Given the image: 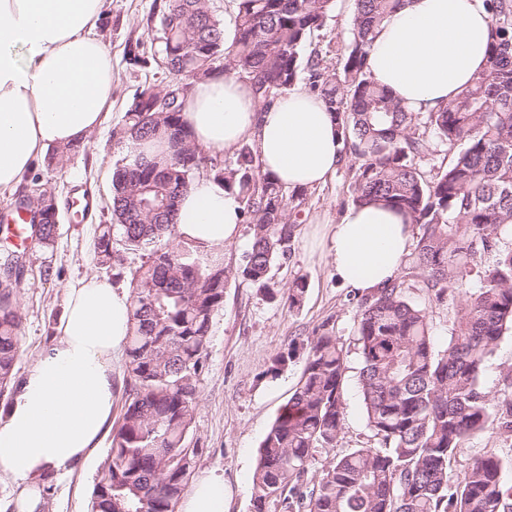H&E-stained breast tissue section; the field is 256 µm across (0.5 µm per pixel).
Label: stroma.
<instances>
[{
    "label": "stroma",
    "instance_id": "1",
    "mask_svg": "<svg viewBox=\"0 0 512 512\" xmlns=\"http://www.w3.org/2000/svg\"><path fill=\"white\" fill-rule=\"evenodd\" d=\"M154 0H106L109 17L100 31L112 51L114 71L112 108L91 136L86 150L62 152L48 147L31 173L41 190L59 204V224L51 244L26 246V267L15 293L21 316L20 353L13 380L21 382L45 347L53 342L63 313L67 285L88 275L130 288L142 264V252L114 247L117 263L101 264L95 252L98 227L112 221V173L122 150L112 138L134 94L144 85H162L168 72L154 59L159 48V25L150 22ZM354 0H336V9L312 45L336 60L351 38ZM142 42L144 60L127 56L130 43ZM353 173L340 164L326 185L309 188L291 219L297 237L290 259L273 271L276 288H288L304 277L306 292L300 307L273 302L249 283L229 282L224 306L215 312L200 393L189 439L198 449L196 471L224 473V512H252V475L260 443L280 408L295 390L302 362L272 372L275 356L286 351L291 339L311 335L323 322H332L346 348L354 346L357 293L337 283L319 241L325 225L335 223L349 206ZM411 299L426 308L432 321L436 348L448 342L449 330L460 309L459 301L439 306L425 292L414 290ZM512 371V330L506 331L488 356L482 386L491 398L504 394V377ZM343 429L329 456L365 445L370 439L356 376L345 387ZM110 441L70 473L51 474L42 488L40 512H90L93 482ZM493 456L503 465V478L512 485V434L491 429L470 439L452 463V475L461 478L475 460Z\"/></svg>",
    "mask_w": 512,
    "mask_h": 512
}]
</instances>
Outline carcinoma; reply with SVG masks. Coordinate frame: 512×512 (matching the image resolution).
Instances as JSON below:
<instances>
[{
    "label": "carcinoma",
    "mask_w": 512,
    "mask_h": 512,
    "mask_svg": "<svg viewBox=\"0 0 512 512\" xmlns=\"http://www.w3.org/2000/svg\"><path fill=\"white\" fill-rule=\"evenodd\" d=\"M405 0H355L352 37L340 67L311 47L336 0H238L233 43L224 49V21L204 0H154L162 30L158 54L180 81L219 72L248 81L260 109L298 81L335 114L341 160L354 170L351 202H382L410 216L416 244L401 272L358 304V384L372 443L330 459L316 479L318 456L335 447L344 425L349 350L323 322L291 341L272 371L304 359L299 384L266 432L253 473L252 512H512V486L495 457L475 461L452 482V461L473 436L512 432V395L493 401L482 371L501 336L512 329V0H485L492 16L486 63L471 84L434 112H410L368 70L376 29ZM185 97L140 89L113 132L126 154L112 176V217L132 250L147 251L131 295L122 422L94 482L91 512H175L193 474L190 447L213 316L230 280L249 282L288 307L300 306L306 282L271 285V271L292 254L297 225L292 193L261 169L244 144L220 164L189 139L181 122ZM453 151L448 167L428 180L418 167L428 134ZM165 140L152 159L136 142ZM243 204L251 245L236 268L174 235L179 200L202 169ZM32 218L26 237L56 235L54 205L28 188ZM152 207L143 209L141 201ZM113 225H101L95 249L115 259ZM419 288L441 304L465 303L447 345L435 348L426 309L412 303ZM21 317L13 289H0V388L10 384L19 352Z\"/></svg>",
    "instance_id": "obj_1"
}]
</instances>
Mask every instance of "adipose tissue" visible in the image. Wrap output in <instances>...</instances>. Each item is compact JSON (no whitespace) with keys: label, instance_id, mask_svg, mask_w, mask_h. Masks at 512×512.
<instances>
[{"label":"adipose tissue","instance_id":"ef3b65f1","mask_svg":"<svg viewBox=\"0 0 512 512\" xmlns=\"http://www.w3.org/2000/svg\"><path fill=\"white\" fill-rule=\"evenodd\" d=\"M105 17L104 0H0V191L16 188L48 146L86 141L111 109L112 52L98 34ZM491 24L485 0H407L376 32L371 76L412 111L438 110L483 68ZM182 119L207 150L255 138L263 172L288 190L324 185L340 163L332 113L301 90L262 111L249 83L216 74L193 84ZM241 222L237 196L201 179L179 202L175 236L220 253ZM412 232L391 208L351 205L323 248L337 280L370 294L397 274ZM66 292L56 339L0 417V473L22 487L19 512L40 503L33 480L85 462L112 419V358L129 333L130 300L94 275ZM178 512H224L223 474L196 475Z\"/></svg>","mask_w":512,"mask_h":512}]
</instances>
